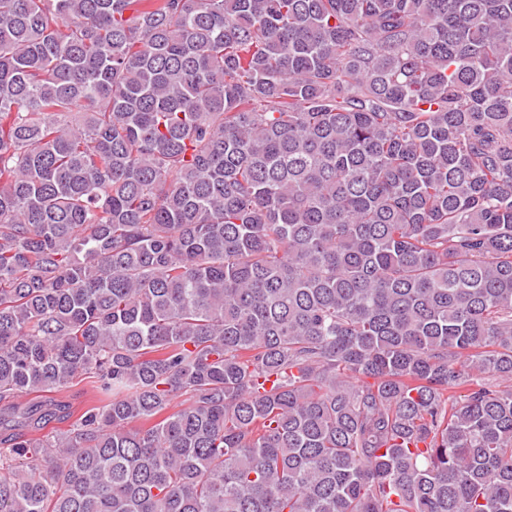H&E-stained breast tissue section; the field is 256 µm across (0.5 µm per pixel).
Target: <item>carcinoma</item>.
I'll return each mask as SVG.
<instances>
[{
	"instance_id": "1",
	"label": "carcinoma",
	"mask_w": 512,
	"mask_h": 512,
	"mask_svg": "<svg viewBox=\"0 0 512 512\" xmlns=\"http://www.w3.org/2000/svg\"><path fill=\"white\" fill-rule=\"evenodd\" d=\"M508 381L512 0H0V512H512Z\"/></svg>"
}]
</instances>
